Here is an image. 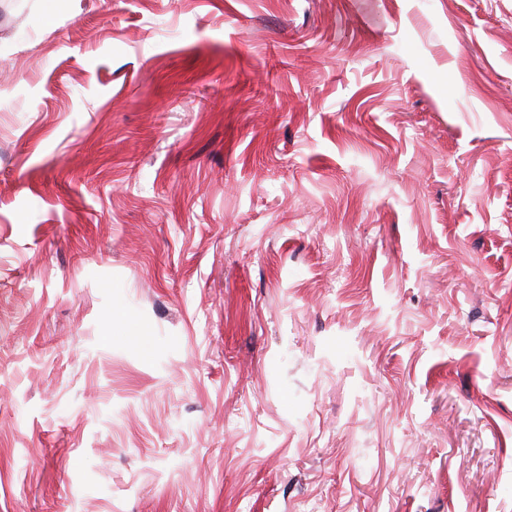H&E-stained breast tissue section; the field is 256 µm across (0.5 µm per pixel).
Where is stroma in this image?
<instances>
[{
	"mask_svg": "<svg viewBox=\"0 0 512 512\" xmlns=\"http://www.w3.org/2000/svg\"><path fill=\"white\" fill-rule=\"evenodd\" d=\"M0 512H512V0H0Z\"/></svg>",
	"mask_w": 512,
	"mask_h": 512,
	"instance_id": "35a3bbf8",
	"label": "stroma"
}]
</instances>
